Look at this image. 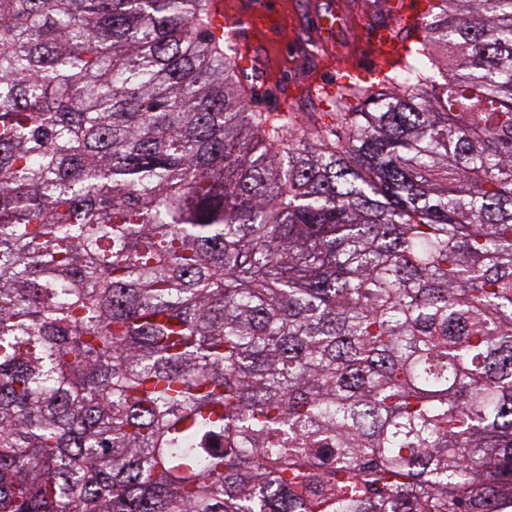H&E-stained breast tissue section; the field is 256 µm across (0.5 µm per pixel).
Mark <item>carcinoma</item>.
Here are the masks:
<instances>
[{"label": "carcinoma", "mask_w": 512, "mask_h": 512, "mask_svg": "<svg viewBox=\"0 0 512 512\" xmlns=\"http://www.w3.org/2000/svg\"><path fill=\"white\" fill-rule=\"evenodd\" d=\"M211 5L0 0V512H512V0L309 128Z\"/></svg>", "instance_id": "obj_1"}]
</instances>
